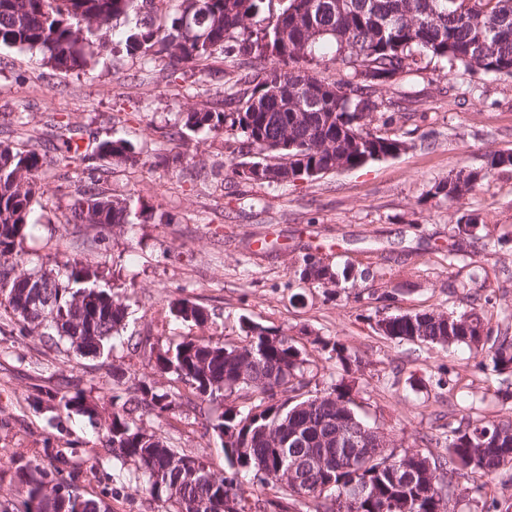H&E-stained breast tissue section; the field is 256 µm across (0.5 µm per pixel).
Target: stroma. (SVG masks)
I'll return each mask as SVG.
<instances>
[{"instance_id":"stroma-1","label":"stroma","mask_w":512,"mask_h":512,"mask_svg":"<svg viewBox=\"0 0 512 512\" xmlns=\"http://www.w3.org/2000/svg\"><path fill=\"white\" fill-rule=\"evenodd\" d=\"M235 64L219 53L207 78L187 69L171 80L163 62L147 65L123 51H101L86 74L52 69L34 50L0 48V141L36 139L47 186L18 269L58 276L67 263L90 259L118 280L127 308L112 345L81 356L67 344L46 343L39 330L19 333L0 307V512L23 510L12 462L45 465L60 450L81 471L86 495L112 512H166L142 491L134 464L113 461L105 446L116 383L138 378L156 392L172 390L171 375L149 363L150 351L198 335L237 345L246 320L294 337L307 360L309 391L352 383L358 414L388 433L396 450L445 455L442 417L452 411L512 417V375L491 374L482 355L398 342L376 327L389 314L460 313L478 295L489 300L491 327L512 334V168L497 170L462 204L430 195L450 171L481 168L491 155L512 152V79L422 62L380 90L390 119L373 122L377 133L403 137L407 149L353 170L304 183L248 182L235 175L240 157L223 137L202 134L194 159L200 178L176 176L159 163L170 133L182 112L218 99ZM68 123L80 126L88 143L115 136L135 145L142 166L111 164L102 189L138 201L154 217L165 214L166 223H67L82 171L102 165L95 158L59 163ZM467 213L479 227L462 236L457 225ZM307 254L347 268L352 286L301 280ZM185 299L210 312L206 328L171 315V305ZM324 340L343 343L360 368L344 373L322 350ZM59 390L82 392L98 418L74 415L64 429L53 427L45 402ZM244 403L239 392L221 404L181 398L163 415L141 416L140 424L221 476L229 464L212 426L225 406ZM494 499L512 503V472L486 483L458 477L451 508L485 512Z\"/></svg>"}]
</instances>
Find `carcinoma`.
<instances>
[{"mask_svg":"<svg viewBox=\"0 0 512 512\" xmlns=\"http://www.w3.org/2000/svg\"><path fill=\"white\" fill-rule=\"evenodd\" d=\"M143 0H0V47L36 50L54 69L88 70L90 47L113 44L147 62L161 60L174 77L201 65L215 52L245 57L252 72L224 82L222 98L182 116L170 135L174 146L165 156L173 170L190 161L187 133L206 130L239 143L247 157L234 172L260 184H280L288 174L304 181L342 166L354 169L406 146L396 136L376 133L365 110L379 107L375 94L424 58L451 68L512 78V0H173L170 24L145 22L124 37L109 40L113 22L141 10ZM329 61L342 65L346 78L328 81L317 68ZM60 160L81 158L83 130L66 125ZM98 157L135 167L140 156L121 137L98 141ZM262 166V175L248 171ZM512 166V152L491 157L480 169L461 168L431 189V196L462 202L492 170ZM43 161L33 149L0 142V298L20 330L41 325L47 342L69 343L83 354L99 353L125 319L117 283L104 279L90 260L68 266L64 280L39 274L41 295L24 287L28 274L14 273L29 216L44 194ZM70 203L69 224H130L143 216L131 199H112L94 184ZM346 271L318 266L303 256L300 279L321 287L329 276ZM490 299L460 314L420 311L392 314L376 322L383 335L398 341L443 347L466 345L486 355L491 371L512 374V336L493 335L484 314ZM184 322L204 327L209 312L188 300L170 308ZM321 349L350 372L358 358L344 344L321 342ZM199 398L215 402L224 393L248 390L244 411L224 410L214 433L222 441L232 472L218 477L198 458L165 444L139 425V410L160 416L177 392L157 393L145 382L134 394L113 395L106 426L112 458L136 466L137 479L151 498L170 503L175 512H244L238 476L250 474L260 486L257 512H276L287 502L314 503V512H344L339 501L358 487L367 494L351 512H448L456 477L466 471L493 480L512 468V417L485 421L465 413L448 422L447 454L435 461L422 453L401 454L388 448H349L336 444L351 433L372 429L356 412L353 386L340 382L306 397L302 349L285 332L246 324L239 346L228 347L204 336L185 337L149 358ZM56 415L94 418L96 406L80 393L57 392ZM325 454L326 467L286 478L293 456ZM18 492L35 512H108L87 497L79 475L51 479L41 464L28 460L15 467Z\"/></svg>","mask_w":512,"mask_h":512,"instance_id":"cac0c4a2","label":"carcinoma"}]
</instances>
